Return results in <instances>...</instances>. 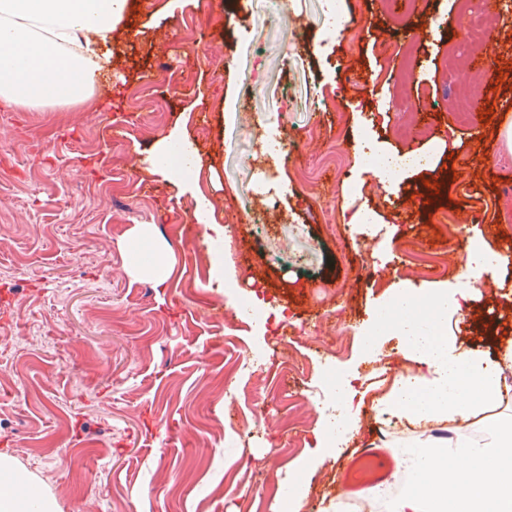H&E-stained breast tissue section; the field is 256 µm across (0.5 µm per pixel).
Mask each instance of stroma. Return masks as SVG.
Masks as SVG:
<instances>
[{"label": "stroma", "mask_w": 512, "mask_h": 512, "mask_svg": "<svg viewBox=\"0 0 512 512\" xmlns=\"http://www.w3.org/2000/svg\"><path fill=\"white\" fill-rule=\"evenodd\" d=\"M273 2L133 0L102 109L0 104V451L58 512H271L295 472L323 512H351L338 474L358 447L409 448L421 431L376 420L373 400L419 366L395 333L366 330L394 291L462 287L470 240L512 243V150L478 153L492 125L455 111L461 83L474 108L499 103L486 51L512 62V11L474 43L483 14L459 0H281L276 25ZM333 8L349 17L337 37ZM148 80L158 105L141 112ZM402 82L413 98L395 111ZM174 130L199 149L198 192L157 177L144 194L146 158ZM275 131L288 147L270 158ZM371 147L437 163L387 191L363 170ZM426 179L440 188L429 209L410 200ZM199 195L215 202L238 296L218 294L208 238L180 234ZM273 200L283 223L266 221ZM363 208L377 223H352ZM140 224L175 261L164 287L126 270ZM242 297L263 321L224 315ZM441 331L496 358L512 342V264ZM328 365L350 378L361 430L324 454Z\"/></svg>", "instance_id": "1"}]
</instances>
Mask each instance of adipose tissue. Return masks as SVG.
I'll return each instance as SVG.
<instances>
[{"label": "adipose tissue", "mask_w": 512, "mask_h": 512, "mask_svg": "<svg viewBox=\"0 0 512 512\" xmlns=\"http://www.w3.org/2000/svg\"><path fill=\"white\" fill-rule=\"evenodd\" d=\"M129 9V0H0V103L38 111L89 101L100 74L112 68L114 29ZM509 263L512 258L501 253L471 249L466 287L428 300L410 291L395 295L393 327L423 371L397 377L379 416L467 424L502 400V366L433 329L459 309L468 286ZM407 456L414 477L395 512H512L511 412L489 424L482 439L463 437L445 448L426 442ZM20 485L14 458L0 453V512H57L51 496Z\"/></svg>", "instance_id": "obj_1"}]
</instances>
